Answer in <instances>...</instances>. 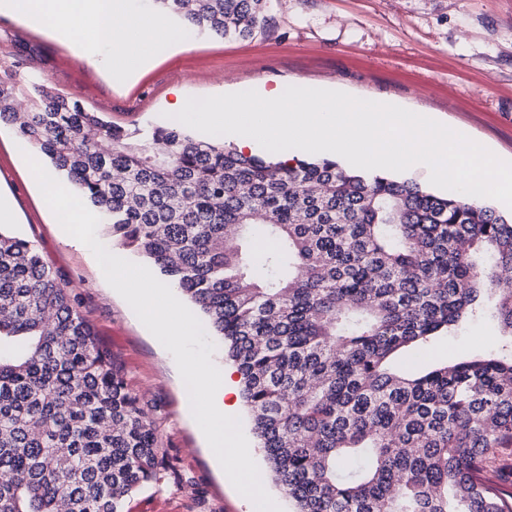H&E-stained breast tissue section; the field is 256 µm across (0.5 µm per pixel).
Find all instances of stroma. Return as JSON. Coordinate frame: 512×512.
<instances>
[{
    "label": "stroma",
    "mask_w": 512,
    "mask_h": 512,
    "mask_svg": "<svg viewBox=\"0 0 512 512\" xmlns=\"http://www.w3.org/2000/svg\"><path fill=\"white\" fill-rule=\"evenodd\" d=\"M266 29L247 39L185 36L135 79L89 66L75 45L0 13V70L47 79L91 112L125 127L167 124L176 99L224 89L289 86L333 89L429 112L466 128L512 161V0H272ZM21 137L0 127V195L14 203L9 230L33 241L46 266L79 300L97 343L124 367L128 385L159 429L160 479L137 492L129 512H290L266 480L265 497L249 495L213 460L205 435L209 408L185 368L204 356L214 384L229 362L177 289L188 335L182 350L159 342L143 316L98 273L92 250L68 243L43 191L18 150ZM495 322L481 319L411 356L423 369L452 354L493 351Z\"/></svg>",
    "instance_id": "stroma-1"
}]
</instances>
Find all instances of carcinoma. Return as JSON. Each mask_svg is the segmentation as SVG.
<instances>
[{
  "label": "carcinoma",
  "mask_w": 512,
  "mask_h": 512,
  "mask_svg": "<svg viewBox=\"0 0 512 512\" xmlns=\"http://www.w3.org/2000/svg\"><path fill=\"white\" fill-rule=\"evenodd\" d=\"M153 2L187 35L247 38L270 0ZM2 124L219 339L292 512H512L486 475L512 448V289L499 287L512 218L326 158L246 154L178 121L115 126L15 72L0 73ZM487 316L508 337L497 352L402 367ZM162 462L122 366L35 243L0 228V512H125Z\"/></svg>",
  "instance_id": "obj_1"
}]
</instances>
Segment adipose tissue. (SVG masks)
<instances>
[{"instance_id":"adipose-tissue-1","label":"adipose tissue","mask_w":512,"mask_h":512,"mask_svg":"<svg viewBox=\"0 0 512 512\" xmlns=\"http://www.w3.org/2000/svg\"><path fill=\"white\" fill-rule=\"evenodd\" d=\"M0 11L23 16L34 25L53 23L59 37L80 44L88 65L127 75L183 43L182 30L166 18L155 16L149 23H141L138 0H0ZM30 167L44 183L57 211L63 212L66 239L92 248L101 273L114 287L125 292L129 302L155 327L158 335L165 337L167 345H178L186 330L173 320L171 308L157 303L156 284L141 275H130L110 252L95 246L88 228L90 218L77 200L43 170L39 158H32Z\"/></svg>"}]
</instances>
